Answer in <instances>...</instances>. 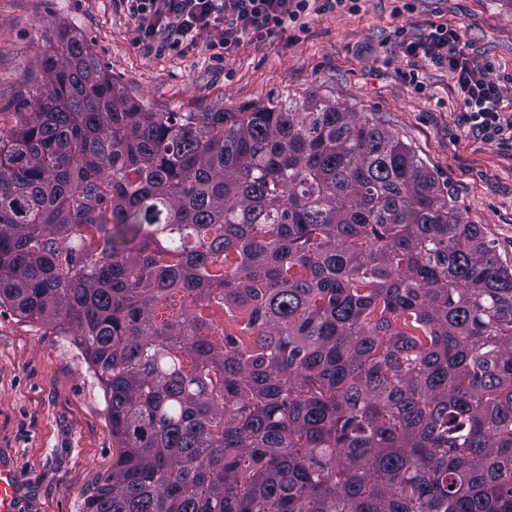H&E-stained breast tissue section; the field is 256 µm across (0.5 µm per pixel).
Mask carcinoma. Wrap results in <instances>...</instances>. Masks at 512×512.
Returning a JSON list of instances; mask_svg holds the SVG:
<instances>
[{
	"mask_svg": "<svg viewBox=\"0 0 512 512\" xmlns=\"http://www.w3.org/2000/svg\"><path fill=\"white\" fill-rule=\"evenodd\" d=\"M0 131V306L74 337L84 512H512V268L318 98L149 112L58 30Z\"/></svg>",
	"mask_w": 512,
	"mask_h": 512,
	"instance_id": "1",
	"label": "carcinoma"
}]
</instances>
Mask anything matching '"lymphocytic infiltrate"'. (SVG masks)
I'll use <instances>...</instances> for the list:
<instances>
[{
  "instance_id": "1",
  "label": "lymphocytic infiltrate",
  "mask_w": 512,
  "mask_h": 512,
  "mask_svg": "<svg viewBox=\"0 0 512 512\" xmlns=\"http://www.w3.org/2000/svg\"><path fill=\"white\" fill-rule=\"evenodd\" d=\"M362 0H126L135 40L145 49L161 45L195 48L209 34L210 48L228 49L247 36L302 31L310 13L344 8ZM406 55L447 67L455 81L464 119L476 135L512 143V92L492 80L491 67L472 55L458 29L440 24L422 40L401 38Z\"/></svg>"
}]
</instances>
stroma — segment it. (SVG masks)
Returning <instances> with one entry per match:
<instances>
[{"label":"stroma","instance_id":"stroma-1","mask_svg":"<svg viewBox=\"0 0 512 512\" xmlns=\"http://www.w3.org/2000/svg\"><path fill=\"white\" fill-rule=\"evenodd\" d=\"M457 28L490 77L512 74V0H364L359 12L308 19L298 39L245 38L215 61L209 50L146 52L121 0H0V129L31 88L58 26L81 36L125 93L151 112H211L275 96H317L374 118L410 145L466 222L481 225L512 265V147L477 137L444 67L406 57L395 32L426 37ZM417 69L416 91L406 75ZM117 444L104 393L87 359L57 329L0 307V460L18 483L16 512H83L112 469Z\"/></svg>","mask_w":512,"mask_h":512}]
</instances>
